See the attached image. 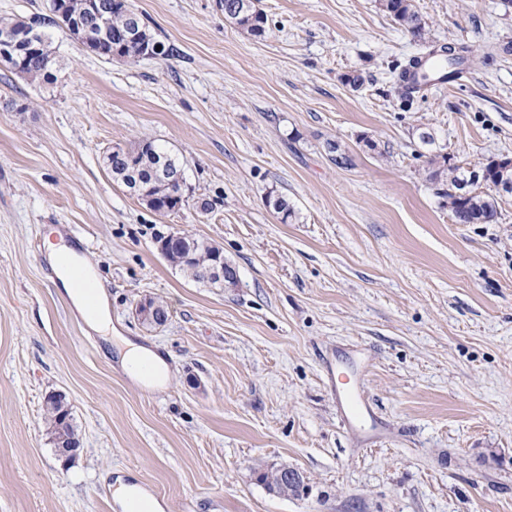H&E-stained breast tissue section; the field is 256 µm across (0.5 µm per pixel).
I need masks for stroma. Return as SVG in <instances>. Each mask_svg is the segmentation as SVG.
Here are the masks:
<instances>
[{"label":"stroma","instance_id":"1","mask_svg":"<svg viewBox=\"0 0 512 512\" xmlns=\"http://www.w3.org/2000/svg\"><path fill=\"white\" fill-rule=\"evenodd\" d=\"M218 3L133 0L167 57L107 59L55 28L56 83L0 64V512H122L119 478L164 512H512V194L494 223L458 224L427 179L435 155L512 156V6L412 0L417 38L379 0H259L257 39ZM442 45L464 77L401 98V67ZM141 139L185 161L180 211L106 170ZM68 224L164 387L136 389L41 262ZM176 230L220 247L235 286L172 266L157 239ZM149 298L164 325L138 319ZM333 367L356 378V423ZM52 393L82 438L68 461ZM273 466L304 491H268ZM44 413L47 424L54 435L56 448L66 440H70V443L74 445V448L60 445L57 448L58 454L66 460L75 456L79 451L78 447L81 439L70 421V411L67 402L57 399L56 394H49L44 401Z\"/></svg>","mask_w":512,"mask_h":512}]
</instances>
